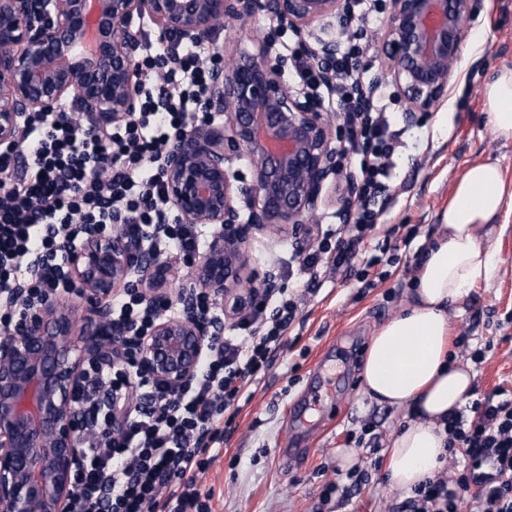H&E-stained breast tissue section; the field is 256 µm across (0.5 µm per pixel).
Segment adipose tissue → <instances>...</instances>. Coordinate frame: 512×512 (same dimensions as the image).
I'll use <instances>...</instances> for the list:
<instances>
[{"instance_id":"1","label":"adipose tissue","mask_w":512,"mask_h":512,"mask_svg":"<svg viewBox=\"0 0 512 512\" xmlns=\"http://www.w3.org/2000/svg\"><path fill=\"white\" fill-rule=\"evenodd\" d=\"M483 99L494 136L512 142V68L485 84ZM509 203L512 180L498 158L468 166L418 264L410 303L372 337L361 375L365 393L412 413L388 455L389 479L398 488L409 490L433 477L444 453L442 420L470 397V369L449 361V309L475 284L496 276L499 260L490 237Z\"/></svg>"}]
</instances>
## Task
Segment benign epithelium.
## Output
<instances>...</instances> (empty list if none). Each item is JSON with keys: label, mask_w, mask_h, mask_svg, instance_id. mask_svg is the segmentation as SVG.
<instances>
[{"label": "benign epithelium", "mask_w": 512, "mask_h": 512, "mask_svg": "<svg viewBox=\"0 0 512 512\" xmlns=\"http://www.w3.org/2000/svg\"><path fill=\"white\" fill-rule=\"evenodd\" d=\"M345 9L344 0H0V143L23 139V119L68 98L90 129L140 111L132 61L141 48L138 20L148 17L167 55L212 40L224 21L242 23L263 10L275 29H290L322 81L336 41L318 29ZM472 0H391L383 74L406 102L414 122L448 94L465 40ZM224 113L222 126H198L167 148L168 198L186 224L212 229L203 255L176 292L174 262L127 236L118 224L107 235L83 225L68 249L72 292L28 309L0 331V512H68L72 475L87 438L85 409L75 403L84 365L117 358L112 299L131 285L145 301L166 298L176 316L157 318L142 338L144 371L163 386L191 383L224 322L194 311L199 290L224 314L246 307L255 283L249 246L258 233L308 239L321 209L337 199V215L353 221L359 184L336 185L341 113L323 112L288 89L271 39L253 54L228 55L211 71L204 102ZM243 160L251 183H236L231 163ZM247 198L248 216L237 206Z\"/></svg>", "instance_id": "1"}]
</instances>
